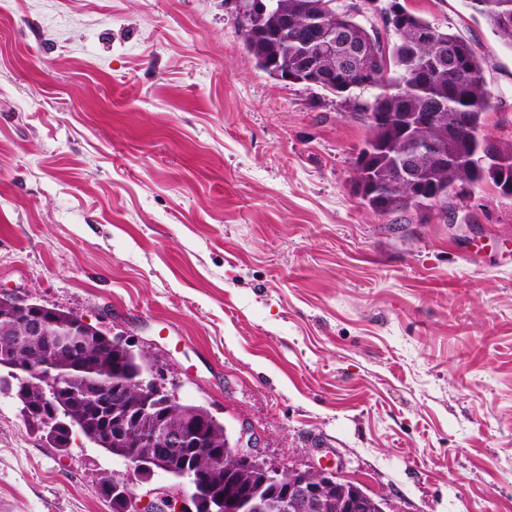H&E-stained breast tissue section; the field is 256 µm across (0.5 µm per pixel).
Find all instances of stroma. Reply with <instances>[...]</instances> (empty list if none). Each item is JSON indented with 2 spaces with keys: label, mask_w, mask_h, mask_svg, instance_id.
Listing matches in <instances>:
<instances>
[{
  "label": "stroma",
  "mask_w": 512,
  "mask_h": 512,
  "mask_svg": "<svg viewBox=\"0 0 512 512\" xmlns=\"http://www.w3.org/2000/svg\"><path fill=\"white\" fill-rule=\"evenodd\" d=\"M490 62L465 0H401ZM341 100L247 53L224 0H0V293L85 317L276 467L385 512H512V198L375 213ZM0 388V512H112L123 463L53 448Z\"/></svg>",
  "instance_id": "35a3bbf8"
}]
</instances>
